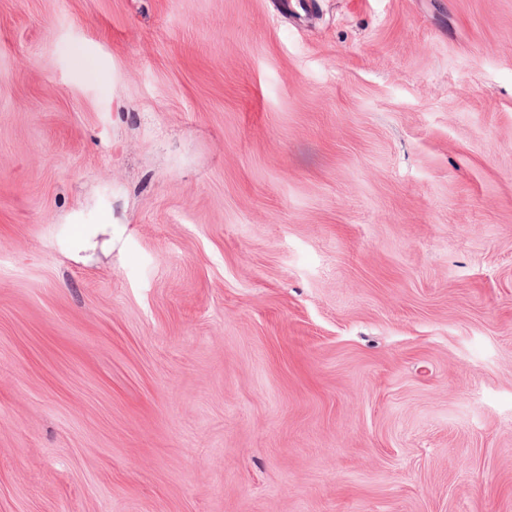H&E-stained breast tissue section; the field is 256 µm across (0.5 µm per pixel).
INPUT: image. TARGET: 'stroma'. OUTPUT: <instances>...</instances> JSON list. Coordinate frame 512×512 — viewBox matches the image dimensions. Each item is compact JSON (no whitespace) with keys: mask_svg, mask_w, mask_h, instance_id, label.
Wrapping results in <instances>:
<instances>
[{"mask_svg":"<svg viewBox=\"0 0 512 512\" xmlns=\"http://www.w3.org/2000/svg\"><path fill=\"white\" fill-rule=\"evenodd\" d=\"M0 512H512V0H0Z\"/></svg>","mask_w":512,"mask_h":512,"instance_id":"stroma-1","label":"stroma"}]
</instances>
